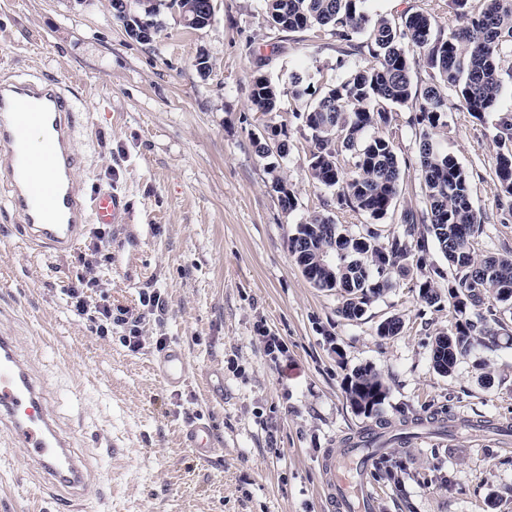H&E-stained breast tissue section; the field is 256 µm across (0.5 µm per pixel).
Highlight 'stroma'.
<instances>
[{"instance_id": "obj_1", "label": "stroma", "mask_w": 512, "mask_h": 512, "mask_svg": "<svg viewBox=\"0 0 512 512\" xmlns=\"http://www.w3.org/2000/svg\"><path fill=\"white\" fill-rule=\"evenodd\" d=\"M217 5L202 29L160 5L161 30L143 44L114 17L112 0H0V69L36 67L74 88L76 177L88 192L121 193L132 226L127 235L103 225V238L87 233L58 257L24 245L16 218L0 215V334L14 337L51 385L60 424L90 463L83 512H328L321 462L376 422L357 414L343 389L363 366L388 388L378 420L395 430L422 420L414 440L386 445L373 460L374 512H512V306H496L497 345H474L444 375L432 340L456 314L420 303L419 271L395 277L348 321L340 294L315 288L288 251L297 225L315 214L354 232L402 234L401 210L421 205L411 132L394 141L395 210L375 221L340 209L310 180L290 103L270 120L248 99L256 77L281 84L292 71L324 90L337 75L335 41L273 29L262 0ZM201 56L209 71L198 70ZM510 110L511 79L479 119L449 99L448 126L436 137L469 173L475 205L489 217L473 238L480 257L512 254V209L501 206L493 175L495 123ZM270 121L287 126L292 144L278 171L296 195L290 211L252 143ZM96 250L101 288L89 305L105 297L134 314L143 295L165 301L159 320L142 323L139 351L122 342L127 326L98 336L70 310L80 258ZM394 316L399 334L378 336ZM268 336L284 347L278 361L264 350ZM160 339L183 346L193 367L180 391L152 370ZM198 416L216 432L209 463L180 440ZM448 418L455 428H440ZM42 483L22 449L0 446V512H55Z\"/></svg>"}]
</instances>
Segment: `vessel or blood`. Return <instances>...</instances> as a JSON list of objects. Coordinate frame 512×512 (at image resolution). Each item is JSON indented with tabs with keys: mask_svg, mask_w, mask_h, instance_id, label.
<instances>
[{
	"mask_svg": "<svg viewBox=\"0 0 512 512\" xmlns=\"http://www.w3.org/2000/svg\"><path fill=\"white\" fill-rule=\"evenodd\" d=\"M77 122L72 92L42 74H0V192L18 219L20 235L37 250L71 252L91 225L120 224L126 203L115 192L86 194L74 176L80 165L73 150ZM168 389L189 374L184 350L169 347L153 366ZM0 438L23 449L30 469L57 492L58 512H76L86 498L87 462L63 432L46 387L21 356L13 337L0 335ZM184 448L200 462L214 455V431L197 418L182 432ZM370 458L361 447L329 455L322 492L331 512H370L373 493L366 481Z\"/></svg>",
	"mask_w": 512,
	"mask_h": 512,
	"instance_id": "obj_1",
	"label": "vessel or blood"
}]
</instances>
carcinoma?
<instances>
[{"label":"carcinoma","mask_w":512,"mask_h":512,"mask_svg":"<svg viewBox=\"0 0 512 512\" xmlns=\"http://www.w3.org/2000/svg\"><path fill=\"white\" fill-rule=\"evenodd\" d=\"M205 2L172 0V5L205 18ZM365 2L264 0L266 22L273 28L336 40L342 46L336 68L345 73L318 98L310 91L313 84L299 73L289 75L286 88L258 77L249 101L264 115L280 111L284 96L305 103L295 116L310 133L312 182L334 190L339 206L375 221L396 205L401 168L394 139L402 127L411 130L424 208L402 213L403 235L381 245L374 230L352 233L317 214L297 225L288 249L316 287L341 292L340 314L354 321L392 287L393 275L404 272L409 261L423 267L429 242H434L457 271L455 284L448 288L456 322L432 342L434 368L450 374L478 337L498 335L484 322L494 315V303H512V255L475 258L472 237L486 223L485 216L472 204L470 176L453 154L436 145L434 136L447 127L448 93L479 119L497 104L503 76L512 79V65L502 67L512 57V0H451L458 25L449 33L439 25L438 0H421L416 9L397 18L372 17ZM157 11L151 3L143 13L129 11L125 18L136 27L144 21L157 33ZM417 55L429 76L422 88L414 82ZM406 109L413 115L401 126L397 117ZM497 130L500 145L512 142L511 111L499 114ZM254 144L263 158L287 156V126L271 127L269 136L255 138ZM494 173L503 196L512 198L511 148L497 153ZM273 189L283 209L295 208L296 197L286 178L274 176ZM418 224L426 233H416ZM331 253L336 260L323 264L322 256ZM438 278H444V272L434 267L418 282L421 302L441 303ZM344 393L351 406L369 418L385 400L387 387L378 372L361 367L348 377Z\"/></svg>","instance_id":"cac0c4a2"}]
</instances>
